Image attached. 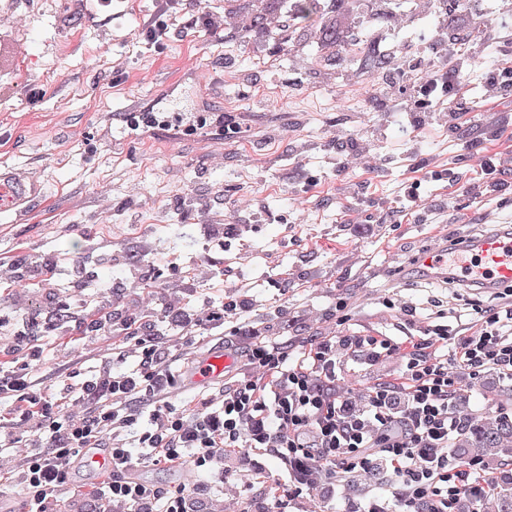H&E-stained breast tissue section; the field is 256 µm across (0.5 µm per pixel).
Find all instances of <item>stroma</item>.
Instances as JSON below:
<instances>
[{"label":"stroma","instance_id":"obj_1","mask_svg":"<svg viewBox=\"0 0 512 512\" xmlns=\"http://www.w3.org/2000/svg\"><path fill=\"white\" fill-rule=\"evenodd\" d=\"M156 6L157 0H115L110 8L100 0H0V12L24 19L0 26V165L32 171L43 190L26 220L0 218V264L23 252L73 259L99 243L111 259L97 265L98 281L111 285L117 310L139 313V293L126 285L128 264L138 256L163 279L181 278V268L160 255L158 233L183 214L187 194L250 198L263 222L243 226L230 246L211 252L217 275L200 295L218 304L228 292L254 296L255 284H263L266 302L248 312V323L262 339L295 352L316 337L388 340L396 353L370 364L347 350L339 355L336 393L360 406L367 387L399 382L402 349L424 343L433 327L447 326L449 343H457L512 300V288L434 284L415 267L438 238L453 245L512 222V172L499 175L498 191L486 200L475 194L484 175L474 162L478 155L512 153V96L482 102L474 125L460 134L431 120L405 132L373 82L346 110H337L344 76L356 67L350 58L329 75L312 64L311 47H302L299 66L287 45L242 42L201 28L159 48L141 40L126 44V35ZM344 22L372 23L384 37L406 43L415 62H434L429 43L437 16L395 27L386 18L371 19L364 0H350ZM105 44L124 52L125 81H116L112 58L101 51ZM257 55L281 64L255 65ZM158 96L185 112L231 113L249 130L226 147L218 168L204 165L211 139L157 130L128 144L115 114L129 106L147 111ZM259 100L274 102V110L256 111ZM332 127L354 146L372 144L375 167L341 169L344 153L325 139ZM437 165L449 169L447 178L429 179ZM307 174L316 184L304 183ZM416 179L424 195L443 202L440 213L399 211L400 186ZM298 196L308 199L312 222L284 223ZM244 350L243 338L216 329L177 340L172 368L181 381L170 401L192 408L222 388L219 379L193 382L203 354L228 352L241 367ZM131 475L165 490L192 480L196 512H275L274 487L287 477L280 460L252 450L225 452L206 474H192L187 464L137 463ZM385 489L380 470L352 499L343 481L324 480L289 510L360 512Z\"/></svg>","mask_w":512,"mask_h":512}]
</instances>
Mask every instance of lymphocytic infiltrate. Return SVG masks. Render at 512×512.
Segmentation results:
<instances>
[{
  "label": "lymphocytic infiltrate",
  "mask_w": 512,
  "mask_h": 512,
  "mask_svg": "<svg viewBox=\"0 0 512 512\" xmlns=\"http://www.w3.org/2000/svg\"><path fill=\"white\" fill-rule=\"evenodd\" d=\"M346 0H319V18L308 38L320 50L322 65L335 67L338 55L360 34L336 19ZM493 14L490 0H467L456 38L439 32L431 45L444 65L420 67L401 61L397 42L379 49L381 95L405 116L468 112L472 105L453 95L456 84L478 83L481 94H512V68H475L470 47L484 40ZM183 134L211 128L216 140L237 141L243 126L221 112L183 113ZM209 256L196 261L193 279L167 289L162 308L148 328L136 321L121 326L127 345L117 359L102 357L73 381L57 383L41 375L44 349L37 338L59 332L70 322L71 298L31 313L21 310L18 329L0 331V399L10 401V417L0 418V457L11 455L22 438L19 425L34 421L30 450L20 466L28 512H56L70 481L74 459L92 449L112 458V474L92 487L84 512H191L187 487L164 491L131 476L134 461L176 465L190 460L196 471L210 470L230 448L269 451L286 467L281 506L310 492L321 479L366 474L373 466L389 472L388 495L370 499L363 512H453L464 495L479 496L488 486L483 461L459 466L452 435L467 417L453 407L460 377L476 378L488 364L512 380V304L487 315L482 329L467 337L445 359L417 351L406 355L399 383L373 386L364 408L339 400L336 348L380 358L393 345L372 336L311 340L291 357L282 343L253 340L246 369L193 412L167 398L174 384L170 342L189 327L229 328L245 335L247 307L236 294L221 304L208 301L187 308L184 296L210 274ZM139 456H132V449Z\"/></svg>",
  "instance_id": "f902f5d3"
}]
</instances>
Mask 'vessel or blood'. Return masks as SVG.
I'll return each instance as SVG.
<instances>
[{"label":"vessel or blood","instance_id":"vessel-or-blood-1","mask_svg":"<svg viewBox=\"0 0 512 512\" xmlns=\"http://www.w3.org/2000/svg\"><path fill=\"white\" fill-rule=\"evenodd\" d=\"M41 195L42 186L32 173L14 168L0 170V215L22 219ZM420 264L431 278H443L451 272L467 280L476 271L483 281L496 287L512 282V239L494 231L451 250L437 244L422 253ZM228 363L223 356L201 358L197 380L221 377Z\"/></svg>","mask_w":512,"mask_h":512}]
</instances>
